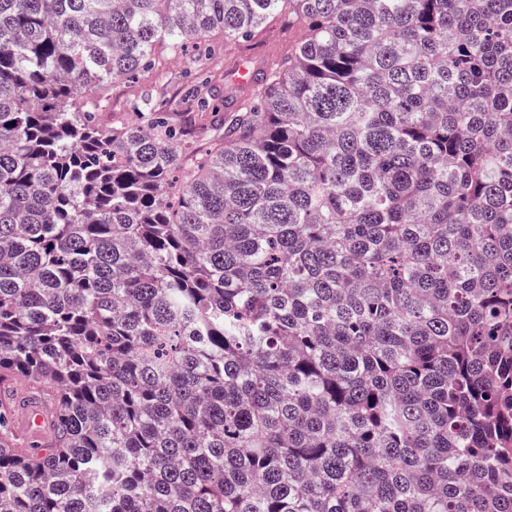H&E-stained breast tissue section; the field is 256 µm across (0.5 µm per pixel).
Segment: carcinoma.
I'll return each instance as SVG.
<instances>
[{
    "label": "carcinoma",
    "instance_id": "cac0c4a2",
    "mask_svg": "<svg viewBox=\"0 0 512 512\" xmlns=\"http://www.w3.org/2000/svg\"><path fill=\"white\" fill-rule=\"evenodd\" d=\"M276 21L224 113L96 121ZM3 373L0 512H512V0H0ZM301 31L299 28H283L279 25H273L269 32L264 37L261 43L251 46L246 54L252 66L260 64L263 60H268L272 55H275L284 50H288L300 37ZM42 401L40 396L31 394L22 403L24 413L18 430L32 445L37 444L34 439L44 442L49 435L50 420Z\"/></svg>",
    "mask_w": 512,
    "mask_h": 512
}]
</instances>
